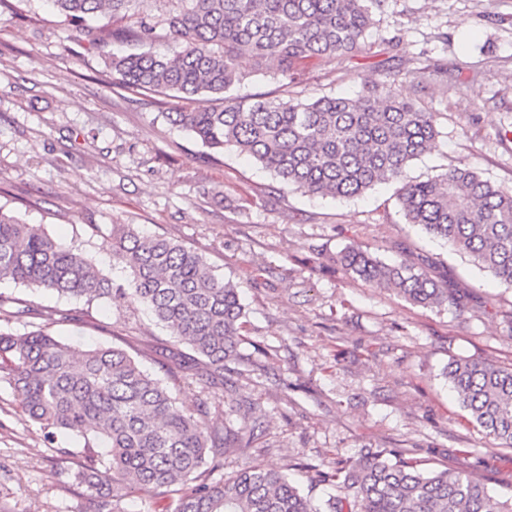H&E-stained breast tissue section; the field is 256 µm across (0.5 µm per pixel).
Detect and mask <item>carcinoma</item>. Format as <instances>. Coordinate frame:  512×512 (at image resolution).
<instances>
[{
  "label": "carcinoma",
  "instance_id": "obj_1",
  "mask_svg": "<svg viewBox=\"0 0 512 512\" xmlns=\"http://www.w3.org/2000/svg\"><path fill=\"white\" fill-rule=\"evenodd\" d=\"M64 20L78 24L89 48L104 57L115 83L133 91L173 92L187 102L212 96L219 108H182L170 124L193 133L215 152L228 147L254 158L286 187L332 198L358 197L379 183L399 182L398 203L409 224L450 242L480 269L512 287V190L460 164L427 180H410V163L437 134V113L422 110L388 74L358 99L273 98L249 101L228 95L241 81L238 61L251 56L260 70L278 63L280 80H292L310 60L332 63L365 49L374 13L387 0H173L178 8L160 21L130 12L133 0H51ZM106 17L109 24L88 20ZM164 36L180 47L170 57L147 49L114 55L115 41L145 46ZM112 260L128 273L120 292L147 306L192 354L167 366L172 380L192 375L209 389L232 396L236 378L254 365L244 355V306L238 286L213 274L206 259L183 243L114 224L104 239ZM334 262L347 274L423 307H464L454 284L439 281L406 259L386 263L360 246ZM82 299L112 295V282L81 251L0 210V280ZM14 299L0 295V379L16 392L17 407L44 430L80 441L77 484L91 495L107 493L113 512L127 491L182 493L172 512H512V500L494 497L487 484L459 472L421 467L415 450L368 448L354 462L328 466L324 476L339 496L315 508L288 474L248 462L210 482L225 450L246 453L260 428L258 406H235L247 430L219 420L221 401L205 398L196 413L176 406L163 380L144 371L125 350L97 345L77 354L40 328L22 335L3 329ZM445 377L459 403L486 436L512 448V367L459 359Z\"/></svg>",
  "mask_w": 512,
  "mask_h": 512
}]
</instances>
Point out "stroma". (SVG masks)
Instances as JSON below:
<instances>
[{"label": "stroma", "instance_id": "obj_1", "mask_svg": "<svg viewBox=\"0 0 512 512\" xmlns=\"http://www.w3.org/2000/svg\"><path fill=\"white\" fill-rule=\"evenodd\" d=\"M486 3L388 0L366 34V54L307 64L289 83L277 77L276 61L258 71L245 56V77L230 93L354 99L387 67L416 71L444 60L447 82L403 87L437 113L439 131L408 177L469 162L512 188V0H496L491 11ZM22 7V18L0 10V210L85 253L117 289L127 273L102 246L116 224L184 243L238 283L247 321L241 349L254 369L236 396L258 402L263 421L248 457L287 470L314 504L336 493L319 465L357 459L367 448L415 449L427 467L488 479L497 498H512V448L468 423L442 374L459 357L512 365V288L407 224L395 184L335 200L281 189L235 149L211 155L168 122L181 99L114 86L98 53L76 30L56 26L45 0ZM397 34L402 43L391 45ZM351 245L449 276L467 306L414 305L345 274L332 259ZM0 293L40 309L11 323L16 334L45 324L74 350L120 347L159 376L169 353L187 350L146 307L118 293L89 310L7 280ZM67 310L85 316L46 324L44 312ZM66 445L47 447L40 425L0 381V512H84V487L49 475Z\"/></svg>", "mask_w": 512, "mask_h": 512}]
</instances>
